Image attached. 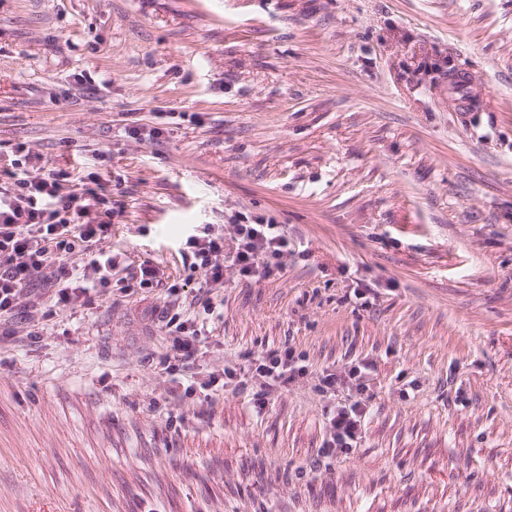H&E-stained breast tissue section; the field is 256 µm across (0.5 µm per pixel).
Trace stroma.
<instances>
[{
  "mask_svg": "<svg viewBox=\"0 0 512 512\" xmlns=\"http://www.w3.org/2000/svg\"><path fill=\"white\" fill-rule=\"evenodd\" d=\"M40 168L162 282L0 316V512H512V0H0V182ZM238 211L287 270L209 287L182 244ZM170 306L204 329L173 372ZM286 346L263 410L206 393ZM361 361L322 457L318 377ZM239 371L248 374L252 371L253 376L264 379L265 385L271 388L292 385L307 374L306 367L298 365L290 347L261 352L256 358L249 359ZM364 371L360 366H346L340 370L323 371L320 376V390L322 393H330L336 396L338 392H347L359 395L358 399H348L340 403L326 416L327 438L322 448V453L327 455L346 453L351 448H356L362 438L363 421L366 416V399L364 394L368 389L364 380Z\"/></svg>",
  "mask_w": 512,
  "mask_h": 512,
  "instance_id": "stroma-1",
  "label": "stroma"
}]
</instances>
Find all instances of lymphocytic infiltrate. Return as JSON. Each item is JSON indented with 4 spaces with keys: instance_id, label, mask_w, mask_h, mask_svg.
Listing matches in <instances>:
<instances>
[{
    "instance_id": "1",
    "label": "lymphocytic infiltrate",
    "mask_w": 512,
    "mask_h": 512,
    "mask_svg": "<svg viewBox=\"0 0 512 512\" xmlns=\"http://www.w3.org/2000/svg\"><path fill=\"white\" fill-rule=\"evenodd\" d=\"M64 179V173L52 170L0 185V315L12 311L33 277L42 273L65 305L112 281L117 259L97 247L111 226L85 223L88 206L79 194L61 195ZM186 245L205 283L215 288L223 287L230 274L247 279L283 269L288 253V239L279 225L241 212L230 217L226 230L204 225ZM70 256L78 257L77 265L67 264ZM246 369L271 388L294 384L307 373L288 347L262 352L248 360ZM319 387L326 394L351 395L326 416L324 453H345L357 446L362 434L367 390L363 372L357 366L324 371Z\"/></svg>"
}]
</instances>
